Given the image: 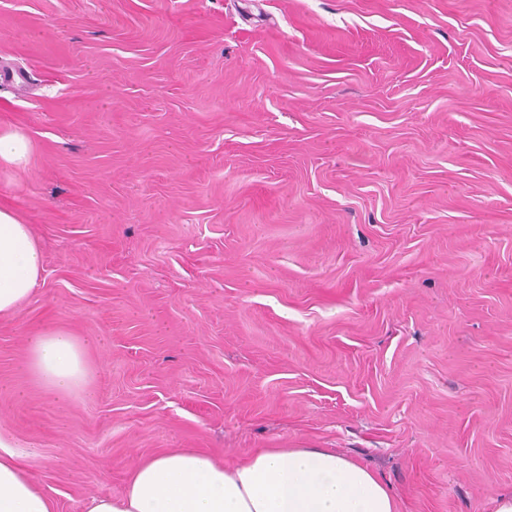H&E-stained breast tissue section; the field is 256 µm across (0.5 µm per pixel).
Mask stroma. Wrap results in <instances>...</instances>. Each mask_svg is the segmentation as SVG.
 I'll return each mask as SVG.
<instances>
[{
    "label": "stroma",
    "instance_id": "stroma-1",
    "mask_svg": "<svg viewBox=\"0 0 512 512\" xmlns=\"http://www.w3.org/2000/svg\"><path fill=\"white\" fill-rule=\"evenodd\" d=\"M0 127L45 254L0 425L56 512L171 448L512 495V0H0ZM54 326L97 339L67 405L24 368ZM31 154V143L18 130L0 129V167H24Z\"/></svg>",
    "mask_w": 512,
    "mask_h": 512
}]
</instances>
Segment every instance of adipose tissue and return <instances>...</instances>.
Instances as JSON below:
<instances>
[{"label": "adipose tissue", "mask_w": 512, "mask_h": 512, "mask_svg": "<svg viewBox=\"0 0 512 512\" xmlns=\"http://www.w3.org/2000/svg\"><path fill=\"white\" fill-rule=\"evenodd\" d=\"M43 271L30 225L0 208V315L21 308ZM92 343L47 328L29 338L25 368L55 402L69 403L90 390ZM17 446L0 425V512H55ZM83 512H397V504L374 472L332 448H265L233 466L178 448L139 460L122 496L91 497Z\"/></svg>", "instance_id": "1"}]
</instances>
